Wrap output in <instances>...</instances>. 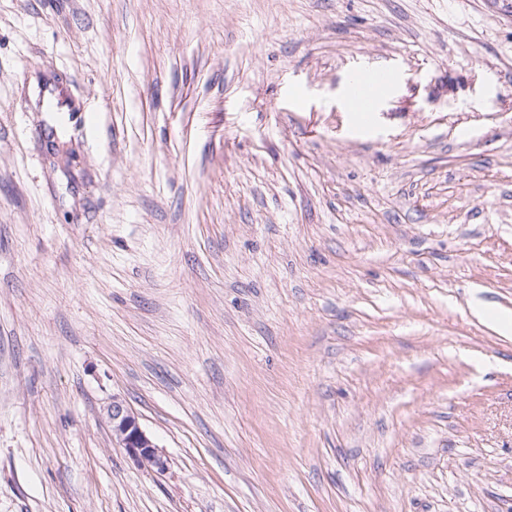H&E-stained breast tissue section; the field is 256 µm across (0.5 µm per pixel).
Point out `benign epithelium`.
Returning a JSON list of instances; mask_svg holds the SVG:
<instances>
[{"mask_svg": "<svg viewBox=\"0 0 512 512\" xmlns=\"http://www.w3.org/2000/svg\"><path fill=\"white\" fill-rule=\"evenodd\" d=\"M107 417L113 443L123 449L136 465L159 475L168 471L166 455L142 428L137 414L125 400L112 398L107 407Z\"/></svg>", "mask_w": 512, "mask_h": 512, "instance_id": "obj_1", "label": "benign epithelium"}]
</instances>
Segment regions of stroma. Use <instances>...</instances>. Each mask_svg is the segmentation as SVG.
Wrapping results in <instances>:
<instances>
[{
	"mask_svg": "<svg viewBox=\"0 0 512 512\" xmlns=\"http://www.w3.org/2000/svg\"><path fill=\"white\" fill-rule=\"evenodd\" d=\"M478 299L512 0H0V512H512ZM107 417L113 443L136 465L159 475L168 471L166 455L142 428L137 414L124 399L113 397L107 407Z\"/></svg>",
	"mask_w": 512,
	"mask_h": 512,
	"instance_id": "35a3bbf8",
	"label": "stroma"
}]
</instances>
